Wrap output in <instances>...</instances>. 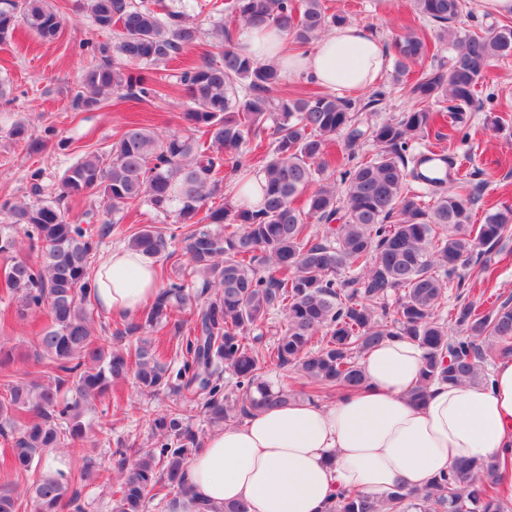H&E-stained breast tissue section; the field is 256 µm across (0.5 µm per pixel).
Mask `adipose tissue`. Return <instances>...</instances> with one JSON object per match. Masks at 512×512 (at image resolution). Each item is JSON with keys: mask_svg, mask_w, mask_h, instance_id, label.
Here are the masks:
<instances>
[{"mask_svg": "<svg viewBox=\"0 0 512 512\" xmlns=\"http://www.w3.org/2000/svg\"><path fill=\"white\" fill-rule=\"evenodd\" d=\"M243 44L288 76L342 93L365 89L389 66L383 44L355 25L334 28L305 53L289 51L274 28L249 29ZM93 285L98 309L122 320L161 289L153 258L129 248L101 259ZM424 363L417 342L388 339L362 357L358 391L328 405L295 398L213 432L187 467L194 496L178 512H222L236 502L251 512H324L342 489L378 498L398 485L422 490L458 462L512 449L511 357L497 360L488 382H437L416 405L410 393Z\"/></svg>", "mask_w": 512, "mask_h": 512, "instance_id": "ef3b65f1", "label": "adipose tissue"}]
</instances>
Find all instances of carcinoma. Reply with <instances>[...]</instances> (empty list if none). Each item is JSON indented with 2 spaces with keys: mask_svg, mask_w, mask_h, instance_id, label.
<instances>
[{
  "mask_svg": "<svg viewBox=\"0 0 512 512\" xmlns=\"http://www.w3.org/2000/svg\"><path fill=\"white\" fill-rule=\"evenodd\" d=\"M411 6L436 24L437 39L455 44L456 52L448 65L408 83L414 105L395 119L361 129L362 113L382 101V93L363 105L325 92L275 96L282 71L234 46L221 20L213 27L217 58L209 55L180 72L190 133L160 138L132 127L108 152H86L70 164L54 197L0 204V257L8 260L4 285L16 303L15 316L45 310L50 320L30 354L45 380L0 384V439L10 449L0 465L18 478L38 473L23 495L15 482L0 485V512H84L71 477L46 470L58 448L80 463L85 486L110 481L117 470L121 482L111 512H147L149 490L159 512H175L178 500L193 497L186 463L199 442L180 402L153 419L158 447L119 448L114 468L88 454L98 441L89 437L83 405L120 381L133 379L145 396L169 388L198 400L209 422L218 424L288 403V391L264 379L270 366L291 372L311 399L362 386L360 358L393 336L408 337L425 351L422 381L410 394L414 402L433 382L483 383L489 359L512 355V304L480 311L463 299L469 284L461 273L476 245L493 247L512 230V209L472 223L474 197L450 189L443 177L421 173L410 154L440 117H450L448 137L459 130L488 63L512 57V26L462 37L453 23L465 0H411ZM77 9L96 30L115 33L116 41L80 43L93 63L72 90L74 112L99 108L114 95L137 101L162 96L157 80L132 68L156 70L199 39L190 15L165 0H77ZM212 10L249 28L275 26L297 50L348 24L343 14L327 15L323 0H226ZM63 21L50 0H0L1 42L23 25L53 43ZM394 51L398 81L430 47L408 31L395 40ZM343 131L338 176L315 180L326 167L329 143ZM9 135L34 150L44 144L31 138L23 121ZM367 135L380 151L373 160L359 161L357 150ZM251 140L259 151L254 166L264 177L255 209L224 196V168L242 166L240 151ZM422 191L433 198L431 205L421 203ZM303 195L305 205L299 207L296 200ZM87 196L98 197L107 214L146 202L191 226L184 237L186 269L200 285L169 281L140 322L124 330L172 329L181 337L177 372L149 335L123 351L94 333L92 258L118 221L105 220L94 230L71 219L66 202ZM218 196L224 204L211 206ZM176 239L173 232L145 225L128 237L126 247L170 260ZM351 269L357 276L341 278ZM453 288L459 303L445 320L439 311ZM392 292L398 299L389 309L385 299ZM275 312L284 314V329L262 348L263 336L253 331ZM226 371L239 390L232 403L224 395ZM497 472L492 459L462 461L427 490L397 486L381 499L344 490L326 512H505Z\"/></svg>",
  "mask_w": 512,
  "mask_h": 512,
  "instance_id": "obj_1",
  "label": "carcinoma"
}]
</instances>
